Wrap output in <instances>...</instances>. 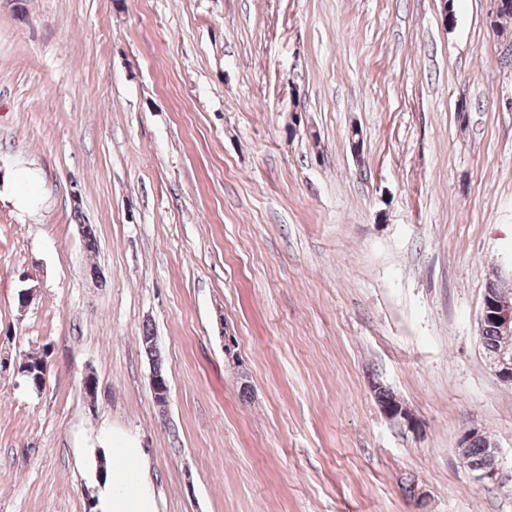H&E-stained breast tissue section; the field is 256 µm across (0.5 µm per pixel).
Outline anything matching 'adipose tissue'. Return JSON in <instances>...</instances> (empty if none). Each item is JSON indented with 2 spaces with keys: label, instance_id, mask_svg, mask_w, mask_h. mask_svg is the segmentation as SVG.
Wrapping results in <instances>:
<instances>
[{
  "label": "adipose tissue",
  "instance_id": "adipose-tissue-1",
  "mask_svg": "<svg viewBox=\"0 0 512 512\" xmlns=\"http://www.w3.org/2000/svg\"><path fill=\"white\" fill-rule=\"evenodd\" d=\"M119 462L112 470L107 512H154L153 501L142 485L143 456L128 444L115 448Z\"/></svg>",
  "mask_w": 512,
  "mask_h": 512
}]
</instances>
